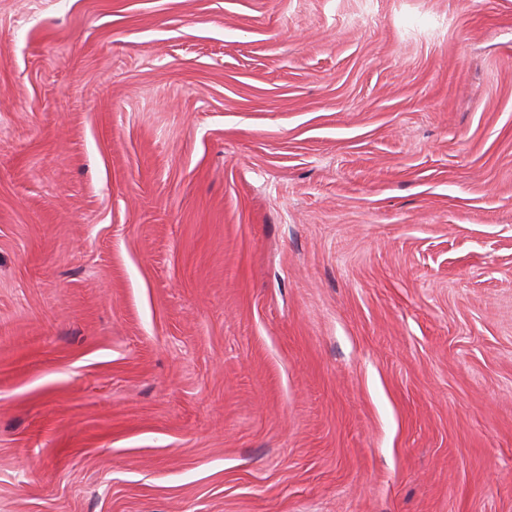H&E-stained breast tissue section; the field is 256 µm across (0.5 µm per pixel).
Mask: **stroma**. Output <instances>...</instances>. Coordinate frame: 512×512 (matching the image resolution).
I'll return each instance as SVG.
<instances>
[{
    "mask_svg": "<svg viewBox=\"0 0 512 512\" xmlns=\"http://www.w3.org/2000/svg\"><path fill=\"white\" fill-rule=\"evenodd\" d=\"M0 512H512V0H0Z\"/></svg>",
    "mask_w": 512,
    "mask_h": 512,
    "instance_id": "stroma-1",
    "label": "stroma"
}]
</instances>
